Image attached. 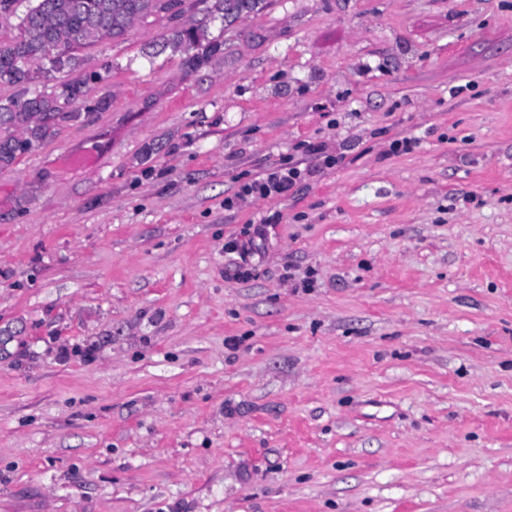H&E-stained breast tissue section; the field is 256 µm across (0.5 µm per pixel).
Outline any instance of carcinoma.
<instances>
[{
	"label": "carcinoma",
	"instance_id": "obj_1",
	"mask_svg": "<svg viewBox=\"0 0 512 512\" xmlns=\"http://www.w3.org/2000/svg\"><path fill=\"white\" fill-rule=\"evenodd\" d=\"M18 17V35L0 41V84L18 88L0 97V167L10 166L32 150L61 121L81 118V103L89 84L110 78L112 66L74 79L63 73L80 67L76 51L106 39L123 36L137 21L156 13L174 17L183 0H28ZM266 8V0H216L210 20L231 24ZM163 47L185 54L192 71L206 65L223 50V42L206 38L199 25L179 26L164 39Z\"/></svg>",
	"mask_w": 512,
	"mask_h": 512
}]
</instances>
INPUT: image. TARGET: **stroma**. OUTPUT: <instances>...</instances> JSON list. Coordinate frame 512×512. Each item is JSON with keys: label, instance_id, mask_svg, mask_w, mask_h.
Segmentation results:
<instances>
[{"label": "stroma", "instance_id": "1", "mask_svg": "<svg viewBox=\"0 0 512 512\" xmlns=\"http://www.w3.org/2000/svg\"><path fill=\"white\" fill-rule=\"evenodd\" d=\"M268 2L0 168V512H512V0ZM300 173L294 168L277 169L265 174V176L256 179L251 184H246L242 188V195L258 194L261 198H267L271 195H282L287 193L295 184Z\"/></svg>", "mask_w": 512, "mask_h": 512}]
</instances>
